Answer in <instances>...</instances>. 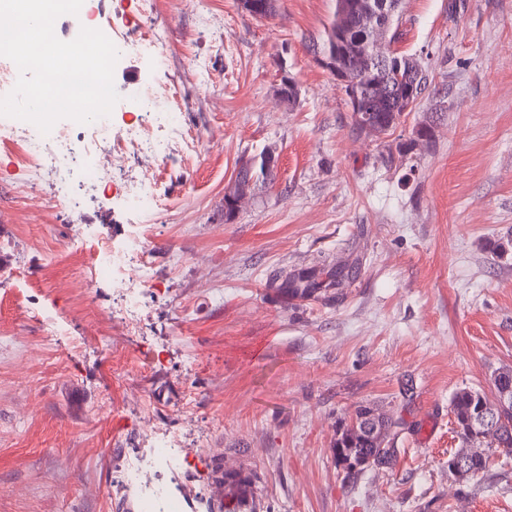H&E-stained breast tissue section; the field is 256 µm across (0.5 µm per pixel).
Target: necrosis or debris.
<instances>
[{"mask_svg": "<svg viewBox=\"0 0 512 512\" xmlns=\"http://www.w3.org/2000/svg\"><path fill=\"white\" fill-rule=\"evenodd\" d=\"M175 97L176 89L171 85L136 83L124 87L125 105L143 113L146 123L127 130L120 138L114 137L108 116L91 122L86 133L73 137L57 126L46 135L34 126L21 127L18 141L25 163V197L39 196L49 171L74 165L87 188L120 180L126 185V207L153 212L157 206L154 162L163 160L176 143L190 153L202 148L198 134L183 127ZM89 262L96 278L114 282L120 298L122 328L128 333L135 331V315L142 306V296L152 285L146 241L138 235L130 236L121 249L103 247L90 256ZM184 463L177 439L164 431L155 435L147 453L127 466L125 484L134 490L140 512H183L181 498L164 475L182 468Z\"/></svg>", "mask_w": 512, "mask_h": 512, "instance_id": "necrosis-or-debris-1", "label": "necrosis or debris"}]
</instances>
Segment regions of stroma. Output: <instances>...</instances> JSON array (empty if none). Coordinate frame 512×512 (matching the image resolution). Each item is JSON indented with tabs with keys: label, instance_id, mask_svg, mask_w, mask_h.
Here are the masks:
<instances>
[{
	"label": "stroma",
	"instance_id": "1",
	"mask_svg": "<svg viewBox=\"0 0 512 512\" xmlns=\"http://www.w3.org/2000/svg\"><path fill=\"white\" fill-rule=\"evenodd\" d=\"M335 5L280 0L260 21L239 0H95L113 33L165 34L166 68L142 42L115 86L175 85L208 141L156 162L153 217L118 182L77 213L22 200L21 149L0 137V512H138L124 472L152 441L135 400L185 432L189 389L196 431L172 479L186 512H218L220 465L256 476L262 512H512V458L464 483L448 470L453 394L512 368V0H402L394 49L422 58L430 89L379 139L310 50ZM285 74L292 107L274 94ZM267 146L273 186L225 221V184ZM135 233L158 294L126 335L108 328L110 281L94 306L79 293L87 248ZM336 265L361 273L338 285ZM310 270L325 297L282 291ZM362 406L398 422L396 454L349 477L334 442Z\"/></svg>",
	"mask_w": 512,
	"mask_h": 512
}]
</instances>
